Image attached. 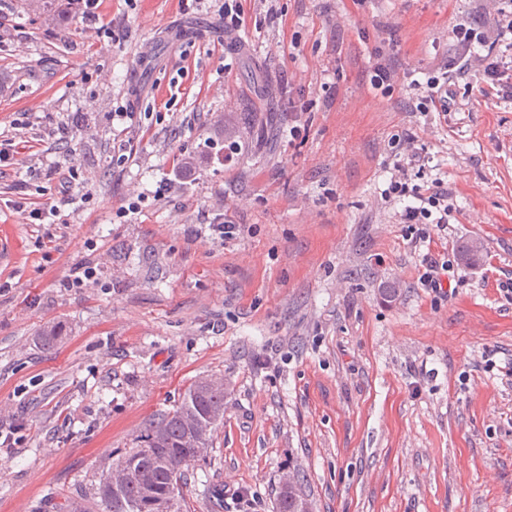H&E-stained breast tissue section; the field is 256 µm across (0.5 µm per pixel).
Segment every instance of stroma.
<instances>
[{
	"instance_id": "35a3bbf8",
	"label": "stroma",
	"mask_w": 512,
	"mask_h": 512,
	"mask_svg": "<svg viewBox=\"0 0 512 512\" xmlns=\"http://www.w3.org/2000/svg\"><path fill=\"white\" fill-rule=\"evenodd\" d=\"M222 3L101 0L106 35L71 0H0V140L35 139L39 170L76 154L81 178L50 241L6 205L19 175L0 169V512H92L103 471L206 375L227 410L186 472L192 512H275L287 472L313 512H512V103L459 83L469 111L426 141L456 207L433 245L455 273L443 301L381 202L388 142L419 119L368 78L383 41L402 71L451 55L475 0H277L275 20L242 0L228 71ZM122 106L131 120L113 123ZM29 113L41 127L16 130ZM57 126L64 139L43 138ZM117 135L147 142L116 162ZM175 155L194 157V182L119 214ZM221 203L245 227L226 243L200 221ZM87 265L95 279L68 287ZM50 324L62 341L45 350Z\"/></svg>"
}]
</instances>
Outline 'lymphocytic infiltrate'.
I'll use <instances>...</instances> for the list:
<instances>
[{
    "label": "lymphocytic infiltrate",
    "instance_id": "1",
    "mask_svg": "<svg viewBox=\"0 0 512 512\" xmlns=\"http://www.w3.org/2000/svg\"><path fill=\"white\" fill-rule=\"evenodd\" d=\"M450 37L455 46L453 56L430 62L423 68L422 78L406 84L412 111L422 122L418 132L402 131L399 149L386 164L389 181L381 197L387 202H404L401 232L414 245L433 242L435 233L448 228L452 208L443 180L436 178L421 186L414 179L433 161L424 139L432 135L435 120L468 109L467 102L457 97L459 80H474L484 94L512 98V0H479L477 21L459 20ZM44 177L54 183L55 194L36 206L30 205L27 197L28 181L21 179L13 186L14 207L38 227L58 216L61 206L72 203V184L79 173L75 166L56 161L49 164Z\"/></svg>",
    "mask_w": 512,
    "mask_h": 512
}]
</instances>
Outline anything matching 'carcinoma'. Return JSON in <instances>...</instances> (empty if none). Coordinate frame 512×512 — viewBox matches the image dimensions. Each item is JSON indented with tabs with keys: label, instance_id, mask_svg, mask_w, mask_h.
I'll use <instances>...</instances> for the list:
<instances>
[{
	"label": "carcinoma",
	"instance_id": "obj_1",
	"mask_svg": "<svg viewBox=\"0 0 512 512\" xmlns=\"http://www.w3.org/2000/svg\"><path fill=\"white\" fill-rule=\"evenodd\" d=\"M462 259L480 262L482 245L462 247ZM224 381L200 377L184 391L176 408L150 421L141 445L112 462L98 487L102 512H136L151 504L150 512H191L182 492L186 471L206 456L213 436L224 423ZM310 507L299 478L285 476L277 496L278 512H295V500Z\"/></svg>",
	"mask_w": 512,
	"mask_h": 512
}]
</instances>
